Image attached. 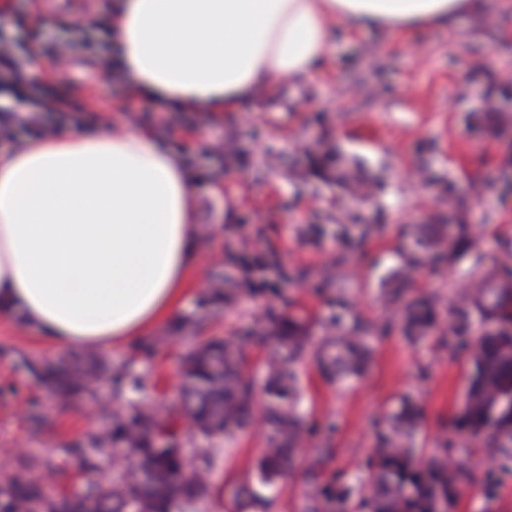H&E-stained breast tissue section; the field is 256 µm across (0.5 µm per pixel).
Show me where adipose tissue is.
I'll return each instance as SVG.
<instances>
[{
	"mask_svg": "<svg viewBox=\"0 0 512 512\" xmlns=\"http://www.w3.org/2000/svg\"><path fill=\"white\" fill-rule=\"evenodd\" d=\"M485 0H118L117 70L136 95L236 112L306 75L342 23L394 36L452 25ZM195 181L146 131H65L0 155V317L56 347L147 339L193 280Z\"/></svg>",
	"mask_w": 512,
	"mask_h": 512,
	"instance_id": "adipose-tissue-1",
	"label": "adipose tissue"
}]
</instances>
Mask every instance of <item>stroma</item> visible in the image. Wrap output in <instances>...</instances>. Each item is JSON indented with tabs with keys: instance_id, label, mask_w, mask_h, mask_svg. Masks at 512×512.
<instances>
[{
	"instance_id": "stroma-1",
	"label": "stroma",
	"mask_w": 512,
	"mask_h": 512,
	"mask_svg": "<svg viewBox=\"0 0 512 512\" xmlns=\"http://www.w3.org/2000/svg\"><path fill=\"white\" fill-rule=\"evenodd\" d=\"M114 5L97 0L88 11H59L39 0H9L0 10V48L30 83L21 98L0 84V110L40 113L47 132L150 130L194 175L198 283L172 323L151 335V357L136 346L103 349L113 365H129L142 379L139 389L123 390L119 403L157 410L175 396L179 361L191 341L174 324L189 316L207 315L208 336L250 335L249 373L258 386L265 382L264 333L272 316L300 320L319 336L343 297L351 313L384 321L393 312L382 295L384 283L414 251L420 226L432 222L450 185L468 214L475 246L450 265L414 275V294L434 303L435 331L413 341L392 332L379 343L364 378L346 388L327 382L304 356L295 366L296 411L310 430L307 447L332 451L324 480L356 485L376 457L386 416L409 397L425 417L415 447L450 442L457 457H469L476 467L475 481L463 487L453 512H512V469H488L483 451L466 455L468 438L448 428L461 411L469 371L465 359L453 356L448 334L454 294L496 264L512 262V126L496 136L469 117L489 80L512 74V9L487 0L482 14L454 28L396 37L337 26L321 68L278 84L259 103L216 115L132 97L125 81L107 76L112 45L104 26ZM48 42H73L77 49L63 65L47 63L30 73L32 57ZM57 92L81 102L83 111H42V102ZM309 145L317 151L340 147L348 162L374 176L370 201L352 207L336 184L305 176ZM204 278L221 284L233 302L202 310ZM326 278L340 280V287H324ZM76 356L22 321L0 317V474L21 455L100 426L99 406L86 394L53 406L49 427L36 431L29 423L30 400L47 394L25 360ZM191 443L219 449L213 481L221 493L210 512H229L238 483L256 477L261 430L247 428L231 441L198 435Z\"/></svg>"
}]
</instances>
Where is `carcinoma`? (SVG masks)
<instances>
[{
	"label": "carcinoma",
	"mask_w": 512,
	"mask_h": 512,
	"mask_svg": "<svg viewBox=\"0 0 512 512\" xmlns=\"http://www.w3.org/2000/svg\"><path fill=\"white\" fill-rule=\"evenodd\" d=\"M481 112L491 128L507 127V117L492 105ZM309 164L315 176L336 181L353 201L369 198L365 178L348 169L339 152L313 151ZM448 208L456 220L455 232L446 233L442 223L424 225L415 240L417 252L409 256L405 268L456 259L470 251L473 238L457 201H448ZM500 270L502 277H484L471 292L453 301L448 330L457 336L471 335L475 311L483 322L497 321L495 329L481 332L457 350L469 358L473 371L465 407L455 417L453 430L474 439L491 431L497 453L512 461V314L501 313L512 303V266L504 263ZM408 292V278L393 280L388 295L399 305V313L392 323H370L356 315L347 322L339 315L314 340L292 318L276 322L267 333L272 348L265 361L266 379L260 396L245 377L244 346L249 337H214L194 344L180 359L182 385L178 397L167 405V417L191 418L197 433L206 439L219 434L231 438L251 425L256 405L262 403L264 448L257 462L258 482L265 489H275L277 480L298 463V448L305 441L303 422L295 411L297 377L292 366L311 346L319 368L330 380L349 385L360 379L373 343L391 329H399L408 338L425 337L433 330L436 314L432 301L409 299ZM28 368L60 401L82 393L99 399L119 390L128 378L136 386L141 382L91 354L66 364L30 362ZM28 419L38 430L49 423L41 402L30 403ZM422 423L420 409L408 400L389 414L386 431L379 438V460L361 493L360 508L366 512H452L455 508L462 487L475 480L474 471L469 461L451 457L447 448L416 458L408 443ZM108 445L122 456L121 465H115L113 456L104 451ZM186 454L170 423L134 403L118 405L85 439L62 442L45 456L29 453L19 457L14 469L0 477V512H125L130 499L139 503L140 512H184V507L209 498L216 464L211 449L198 448L193 468L187 472ZM329 456L328 448L311 449L304 474L313 493L301 512H351L353 488L320 483ZM70 460L77 462L80 480L68 491L55 494L41 475H63ZM263 501L246 480L234 489L232 508L242 512Z\"/></svg>",
	"instance_id": "cac0c4a2"
}]
</instances>
